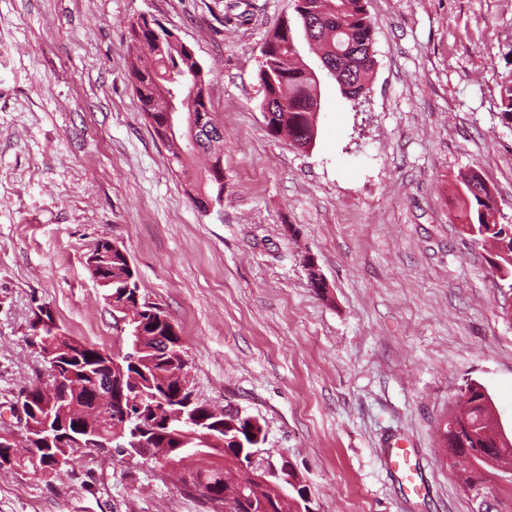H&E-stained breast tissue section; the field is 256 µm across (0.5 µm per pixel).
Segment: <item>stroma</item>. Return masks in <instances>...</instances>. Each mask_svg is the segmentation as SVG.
<instances>
[{"label": "stroma", "instance_id": "stroma-1", "mask_svg": "<svg viewBox=\"0 0 512 512\" xmlns=\"http://www.w3.org/2000/svg\"><path fill=\"white\" fill-rule=\"evenodd\" d=\"M375 66L346 99L320 82L313 147L268 134L261 48L294 0H0V434L44 379L43 308L71 336L118 346L86 259L126 250L140 291L178 327L190 388L266 430L314 512H472L442 439L480 383L512 438V281L462 229L461 177L481 172L512 224V0H368ZM157 19L194 51L224 129V198L198 210L131 85L128 35ZM313 258L326 288L311 287ZM414 448L410 493L386 449ZM0 512H209L178 471L100 450L60 478L0 469Z\"/></svg>", "mask_w": 512, "mask_h": 512}]
</instances>
